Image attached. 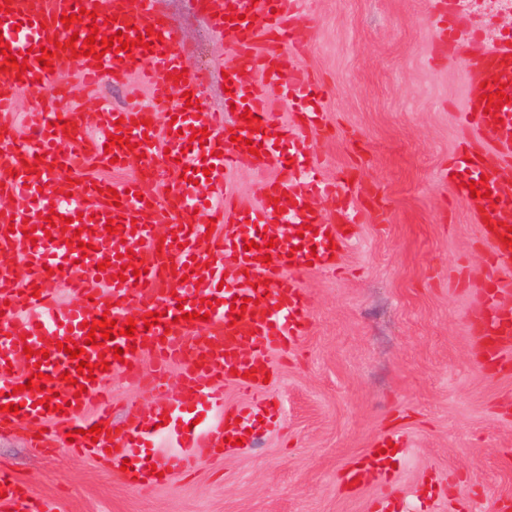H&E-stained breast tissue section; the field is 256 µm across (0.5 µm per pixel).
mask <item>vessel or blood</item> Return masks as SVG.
Segmentation results:
<instances>
[{
  "instance_id": "obj_1",
  "label": "vessel or blood",
  "mask_w": 512,
  "mask_h": 512,
  "mask_svg": "<svg viewBox=\"0 0 512 512\" xmlns=\"http://www.w3.org/2000/svg\"><path fill=\"white\" fill-rule=\"evenodd\" d=\"M149 0H0V38L11 46L17 61L27 62L23 75L8 71V83L0 82V197L19 196L26 200L22 210L0 209V429L28 422L45 430L58 443L98 455L112 448L106 461L123 472L126 480L152 482L156 472L172 475L190 469L194 447L234 449L233 438L243 436V422L256 416L272 421L277 413L263 392L266 354L290 351L309 327L306 292L297 271L337 266L342 248L337 241L339 226L356 221L360 210L349 194L337 191L335 218L309 211L310 195L320 188L317 172L306 170L305 162L314 150V136L324 118L321 92L298 66L290 52L295 44L296 0H203L216 28L225 35L235 58L228 68L226 84L236 103V116L224 124L210 108L185 104L170 106L171 90L193 92L195 82L174 83L185 62L177 47V36L148 8ZM73 17L64 25L62 14ZM439 35L460 46L480 36L479 20L457 13L436 12ZM108 23L110 31L122 32L133 48L109 50L102 58H75L84 85H101L129 74L150 85L152 110L140 106L102 108L96 116L100 136H86L81 115L71 112L72 91L62 90L56 74L43 69L39 56L51 49L55 58L82 51L92 23ZM154 35H147V28ZM79 41H72V34ZM147 35L149 48L136 46L139 35ZM470 86L463 107L464 125L482 142L479 150L467 148L455 154L441 174L455 198L479 216L483 239L489 249V271L482 282L484 311L475 334L487 363L512 356V307L502 305L503 295L512 293V246H504L506 226L503 214L512 213V103L487 109L485 96L501 86L512 89V38L494 41L480 57L463 59ZM55 97L61 104L30 113V133L19 139L5 115L13 111L20 90ZM290 102L297 110L290 123H282L274 101ZM172 112L176 118L167 141V161L174 171L184 172L181 187L171 189L164 203H157L153 182L130 180L101 190V181L89 177L80 183L66 179L71 158L61 152L64 142L79 146L85 157L109 165L111 158L127 159L129 144L149 150L156 141L157 113ZM260 117L259 130L242 127L244 113ZM72 128H64V121ZM238 128L240 141L230 139V128ZM207 129L202 145H190L193 132ZM127 136L128 145H110V136ZM259 148L251 154L249 145ZM37 170H30L31 162ZM263 172L275 170L274 178L262 188L257 210L245 212L226 195L229 172L240 163ZM203 181L221 191L218 202L208 203L191 196L194 181ZM485 181L491 195L472 196L469 181ZM206 211L207 220L197 218ZM67 217L66 230L49 227V214ZM168 217L170 231L158 238L155 226ZM121 220L116 234H109V220ZM223 224L220 235L209 234L210 221ZM34 228L25 238L22 228ZM303 236L307 245L295 253L269 247L270 239ZM91 244L89 252L80 243ZM132 254L139 276L117 277L121 257ZM270 263H263V256ZM24 265L16 276L15 262ZM188 278L187 287L170 291L174 276ZM63 281L72 301L58 310L49 285ZM248 298L244 316L232 311L234 299ZM159 312L153 327H146L145 315ZM198 312L197 320L185 321V314ZM108 318L122 323L134 320L135 337L114 336L104 345L86 342V325ZM83 345L82 360L93 364L106 359L108 371H95L93 378L79 376L76 386H63L53 404L65 406V413L47 411L38 404L36 392L26 384L37 373L59 379L63 372H75L77 362L58 351L66 340ZM122 349L115 359L114 349ZM48 351L42 364L27 359L26 350ZM153 362L148 375L159 379L169 364L181 367L180 391L173 403L146 409L134 419L115 421L108 411L96 419L84 412L104 396L109 373H132L143 358ZM254 378H246L247 370ZM232 382L246 398L233 410L224 408V382ZM18 406V413L5 415L6 404ZM220 409L219 418L198 422V408ZM101 423L102 434L91 437L93 423ZM74 439H67V432ZM177 437L178 452L156 459L154 468L138 469L147 445L157 433ZM386 455L364 458L361 466L345 473L346 483L357 485L386 471Z\"/></svg>"
}]
</instances>
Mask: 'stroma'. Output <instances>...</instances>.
<instances>
[{"instance_id": "1", "label": "stroma", "mask_w": 512, "mask_h": 512, "mask_svg": "<svg viewBox=\"0 0 512 512\" xmlns=\"http://www.w3.org/2000/svg\"><path fill=\"white\" fill-rule=\"evenodd\" d=\"M177 31L207 104L226 107L223 70L235 59L200 0H153ZM298 63L322 86L325 127L313 161L328 179L346 173L363 213L345 236L337 271H299L310 326L288 356H268L266 386L279 412L257 447L224 456L194 449L195 469L131 486L93 458L33 447L31 426L0 432V462L31 498L59 512H485L512 493V367L479 364L471 327L487 255L480 222L439 178L463 143L466 76L459 46L436 40L431 0H298ZM127 102L122 84L78 95L89 134L99 105ZM158 149L112 171L77 160L71 176L116 183L160 171ZM178 368L142 391L113 374L112 417L173 400ZM406 449L390 477L346 488L342 472L380 440ZM473 487L474 497L455 491Z\"/></svg>"}]
</instances>
